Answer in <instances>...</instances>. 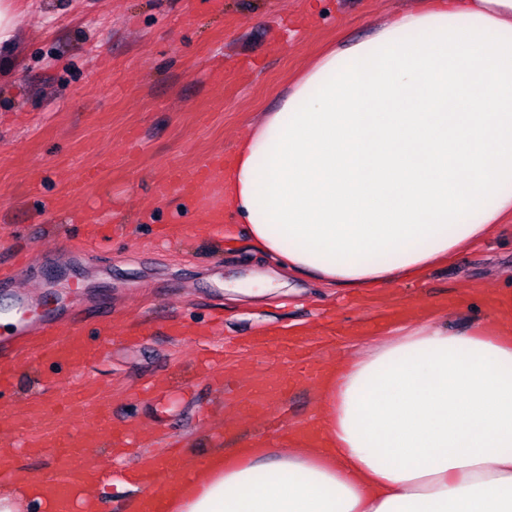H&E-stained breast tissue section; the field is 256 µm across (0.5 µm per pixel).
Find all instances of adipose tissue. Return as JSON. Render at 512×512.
Returning a JSON list of instances; mask_svg holds the SVG:
<instances>
[{
    "instance_id": "obj_1",
    "label": "adipose tissue",
    "mask_w": 512,
    "mask_h": 512,
    "mask_svg": "<svg viewBox=\"0 0 512 512\" xmlns=\"http://www.w3.org/2000/svg\"><path fill=\"white\" fill-rule=\"evenodd\" d=\"M223 211L281 270L350 294L417 279L512 217V0H424L331 49L241 141ZM300 428L213 451L169 512H512V290L450 330L391 321Z\"/></svg>"
}]
</instances>
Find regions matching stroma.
Listing matches in <instances>:
<instances>
[{
    "label": "stroma",
    "instance_id": "1",
    "mask_svg": "<svg viewBox=\"0 0 512 512\" xmlns=\"http://www.w3.org/2000/svg\"><path fill=\"white\" fill-rule=\"evenodd\" d=\"M420 0H17L19 26L0 52V266L28 261L21 286L51 297L59 313L98 310L112 300L116 331L142 329L138 342L113 339L77 382L112 408L116 424H136L145 451L190 440L195 459L214 447L263 438L272 416L280 430L306 420L314 386L296 383L285 401L248 413L249 375L279 377L275 350L225 353L223 391L197 380L154 397L145 384L188 368L199 331L223 324L212 347L285 326L302 332L320 365L368 348L390 313L450 309L466 328L489 317L485 303L459 304L461 290L493 293L511 286L512 230L488 248L460 252L421 280L351 296L281 272L248 247L241 224L196 233L220 201L214 172L199 206L184 197L157 199L154 181L171 165L197 168L232 156L263 113L277 109L298 76L325 50L371 37L378 22L418 8ZM111 154L82 198L68 195L73 177ZM109 195L127 230L90 252L68 250L83 237L69 210L92 211ZM268 278L273 295H245ZM182 332L168 333L171 322Z\"/></svg>",
    "mask_w": 512,
    "mask_h": 512
}]
</instances>
